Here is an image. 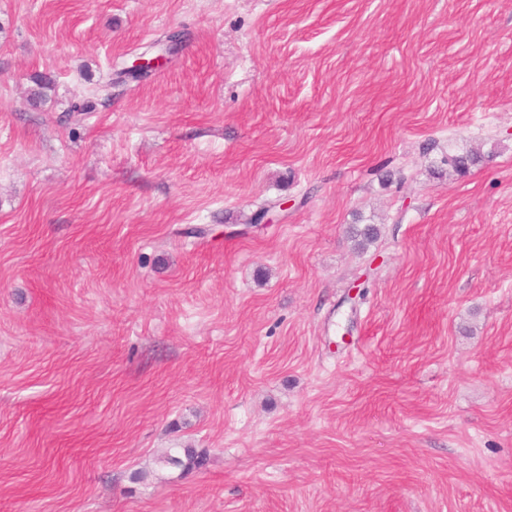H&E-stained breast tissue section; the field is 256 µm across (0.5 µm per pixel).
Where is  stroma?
<instances>
[{
	"instance_id": "1",
	"label": "stroma",
	"mask_w": 512,
	"mask_h": 512,
	"mask_svg": "<svg viewBox=\"0 0 512 512\" xmlns=\"http://www.w3.org/2000/svg\"><path fill=\"white\" fill-rule=\"evenodd\" d=\"M0 512H512V0H0ZM184 457L185 460H182L180 457L170 456L168 457V462L182 466L184 470L192 471V470H200L204 468L208 463V449L205 448H187L184 449Z\"/></svg>"
}]
</instances>
